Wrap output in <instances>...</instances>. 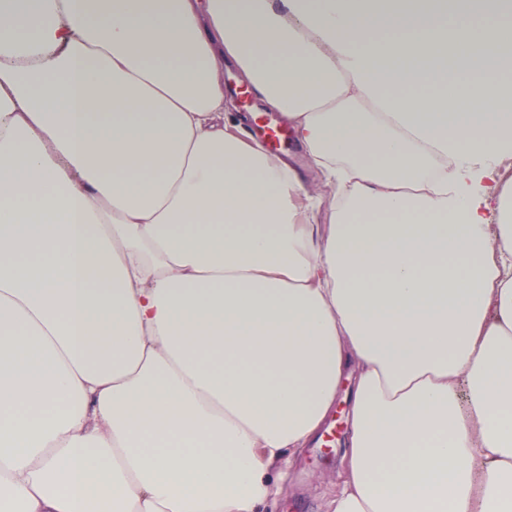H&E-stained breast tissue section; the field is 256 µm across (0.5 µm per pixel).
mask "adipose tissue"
I'll return each instance as SVG.
<instances>
[{
	"mask_svg": "<svg viewBox=\"0 0 512 512\" xmlns=\"http://www.w3.org/2000/svg\"><path fill=\"white\" fill-rule=\"evenodd\" d=\"M507 159L512 0H0V512H261L348 376L326 512H512ZM224 87L226 92L227 89L231 91V94L227 93L231 99V112L240 113L247 118L245 133L262 141L269 152L279 155L295 166L302 177L312 184L315 179L314 173L308 165L306 156L298 148L293 130L281 114L264 108L239 73L227 65L224 66ZM264 125L278 128L282 132L279 145L271 146L266 143L263 135Z\"/></svg>",
	"mask_w": 512,
	"mask_h": 512,
	"instance_id": "ef3b65f1",
	"label": "adipose tissue"
}]
</instances>
